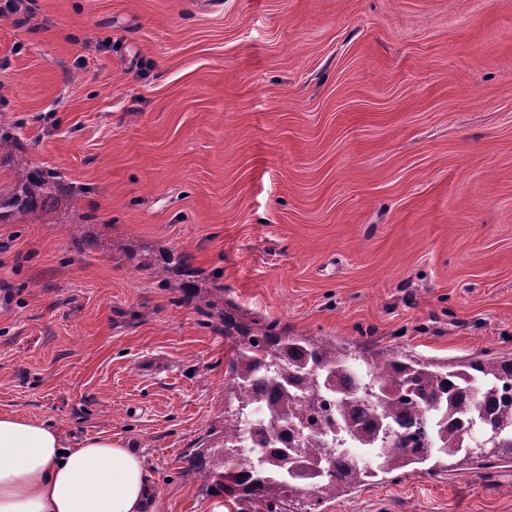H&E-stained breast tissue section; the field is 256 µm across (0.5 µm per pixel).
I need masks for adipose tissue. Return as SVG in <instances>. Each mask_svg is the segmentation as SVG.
Returning <instances> with one entry per match:
<instances>
[{
	"mask_svg": "<svg viewBox=\"0 0 512 512\" xmlns=\"http://www.w3.org/2000/svg\"><path fill=\"white\" fill-rule=\"evenodd\" d=\"M143 456L109 436L0 412V512H155Z\"/></svg>",
	"mask_w": 512,
	"mask_h": 512,
	"instance_id": "1",
	"label": "adipose tissue"
}]
</instances>
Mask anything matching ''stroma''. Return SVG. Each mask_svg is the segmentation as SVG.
Returning <instances> with one entry per match:
<instances>
[{
	"mask_svg": "<svg viewBox=\"0 0 512 512\" xmlns=\"http://www.w3.org/2000/svg\"><path fill=\"white\" fill-rule=\"evenodd\" d=\"M1 127L102 246L0 222V412L127 443L157 512L224 502L189 469L230 342L188 274L293 336L512 360V0H0ZM314 512H512V462Z\"/></svg>",
	"mask_w": 512,
	"mask_h": 512,
	"instance_id": "stroma-1",
	"label": "stroma"
}]
</instances>
